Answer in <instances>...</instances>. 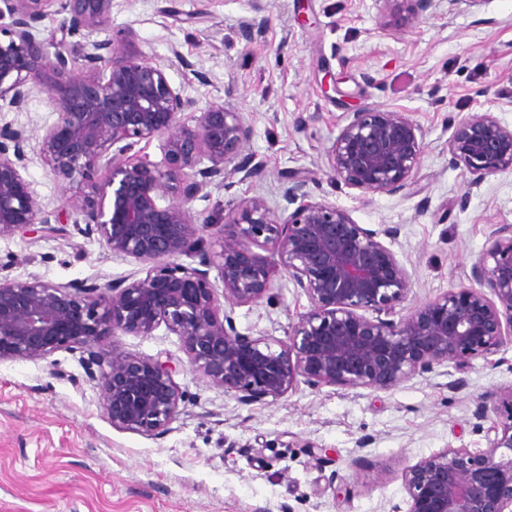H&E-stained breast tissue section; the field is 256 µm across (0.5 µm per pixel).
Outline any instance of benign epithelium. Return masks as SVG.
<instances>
[{
    "label": "benign epithelium",
    "mask_w": 512,
    "mask_h": 512,
    "mask_svg": "<svg viewBox=\"0 0 512 512\" xmlns=\"http://www.w3.org/2000/svg\"><path fill=\"white\" fill-rule=\"evenodd\" d=\"M15 16L0 25V102L16 112L44 94L56 118L38 140L58 182L77 184L64 197L67 216L97 235L114 256L147 266L146 274L61 286L36 276L0 277V360L44 359L68 348L94 362L117 333L149 336L160 325L180 337L189 365L244 404L276 400L307 385L390 391L446 366L461 370L512 344V225L500 224L471 268L474 285L451 289L402 314L412 279L381 240L397 229L366 228L349 213L307 190L312 177L285 174L283 198L296 205L278 215L261 197L243 200L219 229L215 247L204 234L210 217L193 202L217 177L257 175L262 163L242 155L249 137L240 113L209 104L194 123L182 120L193 102L172 87L164 69L143 61L108 31L112 0H67L62 37L79 36L91 64L70 74L56 37L41 36L49 0H9ZM327 150L333 183L363 193L396 194L411 186L424 150L419 128L399 110L362 108ZM162 142L159 162L133 161L143 141ZM29 135L0 126V239L51 233L48 210L22 174ZM448 152L472 176L471 185L512 169V128L490 112L462 119ZM272 244L273 260L251 246ZM199 258L198 266L180 258ZM217 269L223 291L210 280ZM281 272L310 303L283 343L239 333L224 302L257 303ZM169 361L114 353L97 382L112 425L145 435L167 432L182 392ZM490 422L479 451L443 448L403 470L407 512H507L512 509V385L479 399Z\"/></svg>",
    "instance_id": "obj_1"
}]
</instances>
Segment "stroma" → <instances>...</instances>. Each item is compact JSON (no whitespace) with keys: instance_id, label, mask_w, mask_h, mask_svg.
<instances>
[{"instance_id":"obj_1","label":"stroma","mask_w":512,"mask_h":512,"mask_svg":"<svg viewBox=\"0 0 512 512\" xmlns=\"http://www.w3.org/2000/svg\"><path fill=\"white\" fill-rule=\"evenodd\" d=\"M142 60L161 65L196 103L240 112L257 177L215 179L196 211L223 222L243 199L284 206V171L312 173V190L376 230L397 228L392 249L406 265L416 306L470 286L491 231L512 224V171L469 188L448 152L459 121L490 112L512 127V0H437L394 14L380 0H112L107 31ZM407 112L424 151L410 189L364 193L330 185L326 149L358 107ZM54 116L45 95L0 125L38 139ZM25 178L49 208L62 188L38 150ZM0 274L56 284L141 277L145 267L112 255L63 220L53 234L0 239ZM268 298L235 306L241 334L287 341L307 297L275 275ZM114 352L172 360L184 396L169 432L113 426L80 353L0 361V512H407L401 473L446 447L487 445L476 395L512 384V345L460 371V389L428 373L371 392L298 383L281 398L243 404L193 370L179 336L117 334ZM369 438L359 448L361 438Z\"/></svg>"}]
</instances>
